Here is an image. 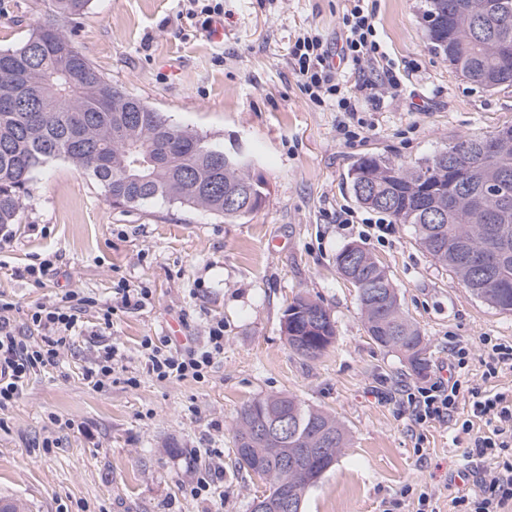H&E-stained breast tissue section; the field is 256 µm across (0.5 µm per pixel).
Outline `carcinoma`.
Returning a JSON list of instances; mask_svg holds the SVG:
<instances>
[{
    "label": "carcinoma",
    "instance_id": "1",
    "mask_svg": "<svg viewBox=\"0 0 512 512\" xmlns=\"http://www.w3.org/2000/svg\"><path fill=\"white\" fill-rule=\"evenodd\" d=\"M91 0H52L54 18L38 24L20 44L0 49V225L19 223L20 201L35 175L63 159L90 172L115 207H134L152 200L180 203L226 219L243 214L224 208V194L252 183L249 170L215 164L217 145L171 121L164 113L112 84L79 50L65 22L86 13ZM483 18L484 31L473 30L472 18ZM421 19L431 51L449 62L471 84L494 91L512 86V0H423ZM488 142L496 158L464 154L472 170L468 186L453 195L448 174L431 170L437 155L407 167L382 156L357 159L348 171L352 196L359 205L381 212L397 224H412L421 247L454 273L476 297L512 312V141L495 134L465 136L457 141ZM147 164L149 180L128 176L136 161ZM498 184L508 207L475 200L482 186ZM447 211L448 219L432 224L422 204ZM499 251L471 253L462 247L483 235ZM352 269L360 282L358 302L366 331L379 347L399 353L417 374L427 366V342L403 311L386 268L357 246ZM322 311L311 330L309 315ZM281 330L297 354L316 359L336 340V323L318 302L296 297L284 310ZM288 415L295 430L288 437H260L261 419ZM345 428L334 417L290 394L256 398L239 413L233 426L236 462L246 472L259 470L268 484L262 497L272 503L294 493L293 512H304L306 492L317 486L329 464L349 447ZM326 447L307 475L281 465L285 455L303 457L307 448Z\"/></svg>",
    "mask_w": 512,
    "mask_h": 512
}]
</instances>
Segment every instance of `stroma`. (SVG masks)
<instances>
[{"label":"stroma","mask_w":512,"mask_h":512,"mask_svg":"<svg viewBox=\"0 0 512 512\" xmlns=\"http://www.w3.org/2000/svg\"><path fill=\"white\" fill-rule=\"evenodd\" d=\"M50 0H0V48L23 41ZM378 30L403 90L365 113L355 137L339 135L338 113L300 93L288 58L299 31L329 44L341 34L345 0H223L224 35L205 27L189 0H92L74 28L80 51L113 84L208 139L241 141L266 200L227 220L177 203L116 208L87 171L56 160L21 202V222L0 246V303L18 332L40 338L30 313L67 292L90 297L79 329L56 366L32 376L0 410V498L28 512H250L264 484L235 464L233 431L254 398L288 393L336 418L350 446L308 490L305 512H384L405 487H428L436 512L489 476L490 459L471 456L453 424L416 423L404 391L446 379L456 345L493 336L512 343V312L473 296L418 244L409 224L366 231L378 212L359 206L345 177L378 154L414 164L458 138L512 124V86L486 92L427 47L421 0H373ZM353 223H343L344 214ZM358 243L386 267L404 312L427 341V368L413 373L377 346L357 292L336 269L337 253ZM51 259L42 284L24 274ZM149 289L140 309H123L118 281ZM303 295L336 322V341L310 360L281 331L286 306ZM114 306L110 328L101 310ZM224 325V353L204 381H157L140 342L170 338L202 345ZM124 358L104 387L83 378L106 345ZM220 467L209 494L198 478Z\"/></svg>","instance_id":"stroma-1"}]
</instances>
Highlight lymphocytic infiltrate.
I'll use <instances>...</instances> for the list:
<instances>
[{
  "instance_id": "1",
  "label": "lymphocytic infiltrate",
  "mask_w": 512,
  "mask_h": 512,
  "mask_svg": "<svg viewBox=\"0 0 512 512\" xmlns=\"http://www.w3.org/2000/svg\"><path fill=\"white\" fill-rule=\"evenodd\" d=\"M342 24L338 50H331L317 30L307 29L295 36L288 54L300 93L317 107L340 112L338 129L346 136L360 113L378 111L385 99L397 97L402 82L386 61L375 13L366 0H350ZM76 299L71 292L60 303L35 307L30 319L42 331L37 342L17 333L8 315L9 304H0V409L19 398L33 374L56 363L78 324ZM141 348L157 381H199L224 352V326H211L206 344L198 348L173 351L149 337L142 340ZM407 404L421 424L451 421L467 433L474 420L489 423L488 433L474 437L472 453L493 460L495 467L474 493L454 498V512H512V396L493 390L466 391L459 380L450 379L408 393Z\"/></svg>"
}]
</instances>
